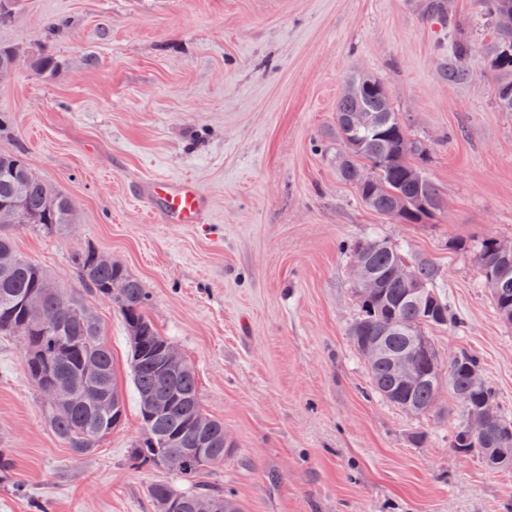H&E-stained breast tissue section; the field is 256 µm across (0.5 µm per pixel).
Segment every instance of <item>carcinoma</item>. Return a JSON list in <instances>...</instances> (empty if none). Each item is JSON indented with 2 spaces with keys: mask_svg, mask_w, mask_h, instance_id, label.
<instances>
[{
  "mask_svg": "<svg viewBox=\"0 0 512 512\" xmlns=\"http://www.w3.org/2000/svg\"><path fill=\"white\" fill-rule=\"evenodd\" d=\"M491 19L512 14V0H479ZM428 15L454 26L449 0H429ZM471 40L455 35L450 53L441 58L439 78L448 83L469 80ZM489 68L497 82L498 107L512 112V31L497 30L487 47ZM336 139L341 146L337 160L340 177L354 185L362 203L383 214H399L403 224H421L440 209L432 181L418 163L421 151L392 107L383 81L366 72L352 75L336 102ZM0 202H17L22 223L38 224L47 231L75 223L71 200L49 187L17 155H0ZM483 285L488 288L500 320L512 325V268H502L494 252L493 238L477 242ZM365 250L385 287L359 299L361 315L350 328L357 352L382 339L388 353L369 362L367 368L376 393L413 414H425L438 402V390L448 385V395L458 403L461 416L485 418L481 437L471 438L459 421L451 448L461 455L478 454L492 470L512 468V419L498 408L489 386L473 382L481 368L472 352L458 351L448 380H442L436 362L419 361L424 379L404 389L396 377L390 355L403 352L409 337L444 327L451 321L448 298L439 288V275L428 263L412 267L423 285V294L410 299L390 276L399 250L381 239L357 241L347 252ZM73 263L86 290L117 307L132 339L131 371L143 434L134 446L138 462L160 466L165 456L181 454L185 465L176 474L191 479L206 468L224 464V422L203 410L195 371L184 368L171 374L164 369V354L172 346L148 317L146 289L112 260L103 261L92 247L75 253ZM60 312L53 327L40 325L41 312ZM22 336L25 372L59 392V401L46 406L50 429L77 457L96 450V443L112 432L125 417L124 397L118 389L112 354L102 342L98 318L81 300L62 288L35 263L15 249L8 224H0V335ZM156 512L167 502L176 512H196L203 497L216 501L224 495L203 489L177 490L167 483L152 486Z\"/></svg>",
  "mask_w": 512,
  "mask_h": 512,
  "instance_id": "obj_1",
  "label": "carcinoma"
}]
</instances>
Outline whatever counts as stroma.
<instances>
[{"mask_svg":"<svg viewBox=\"0 0 512 512\" xmlns=\"http://www.w3.org/2000/svg\"><path fill=\"white\" fill-rule=\"evenodd\" d=\"M451 10L475 49L463 84L438 76L453 34L425 0H21L0 24L16 54L0 78V154L66 195L76 222L21 225L15 247L99 319L126 415L74 458L46 423L22 337L0 335V448L14 461L0 512H155L160 481L221 490L242 512H512V470L452 450L448 394L426 414L390 404L349 335L360 306L347 247L385 240L437 269L461 322L430 330L434 347L473 351L512 417V325L473 250L512 241V112L497 108L485 56L493 23L477 0ZM43 56L55 66L40 73ZM359 70L385 83L440 193L426 223L370 210L338 175L336 100ZM153 179L196 184L203 223L150 216L140 192ZM89 246L147 289L150 319L234 443L223 465L186 481L133 463L130 342L76 275Z\"/></svg>","mask_w":512,"mask_h":512,"instance_id":"35a3bbf8","label":"stroma"}]
</instances>
